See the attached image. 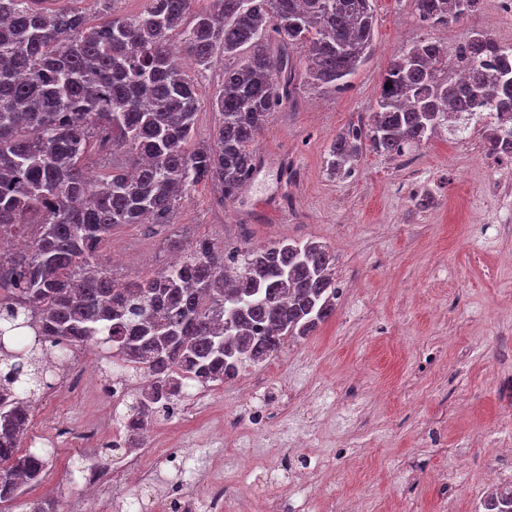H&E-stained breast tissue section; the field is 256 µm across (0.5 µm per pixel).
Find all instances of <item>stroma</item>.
Returning a JSON list of instances; mask_svg holds the SVG:
<instances>
[{"mask_svg":"<svg viewBox=\"0 0 512 512\" xmlns=\"http://www.w3.org/2000/svg\"><path fill=\"white\" fill-rule=\"evenodd\" d=\"M372 5L374 47L350 88L329 92L298 75L294 102L271 113L254 144L258 171L238 199L225 203L218 187H200L182 198L175 223L117 226L100 249L102 267L127 281L164 267L176 236L252 245L316 239L336 254L344 294L335 314L262 364L264 390L250 395L242 381L227 382L205 403L187 396L191 416L153 423L141 450L151 477L118 498L103 490L87 497L78 467L107 458L120 465L128 450L113 447L112 428L134 397L113 403L98 390L111 383V364L84 363L75 393L50 389L36 399L25 439L52 464L24 503L50 492L63 512H156L177 484L202 497L235 451L232 436L213 441L207 427L280 403L288 391L296 398L281 436L257 440L263 454L247 479L255 512L311 491L318 512H346L355 499L365 512H470L490 464L512 479V456L492 438L512 432V171L489 169L479 128L463 139L438 134L406 159L363 150L348 175L326 170L333 138L367 120L402 47L426 38L448 46L484 22L475 15L428 28L411 0ZM422 195L428 208L415 204ZM313 413L336 465L311 489L291 483L288 465L309 454L301 437ZM66 419L93 425L99 443L57 440ZM158 444L189 453L185 470L155 453ZM456 455L462 482L435 481Z\"/></svg>","mask_w":512,"mask_h":512,"instance_id":"obj_1","label":"stroma"}]
</instances>
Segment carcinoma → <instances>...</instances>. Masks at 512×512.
Here are the masks:
<instances>
[{
	"label": "carcinoma",
	"mask_w": 512,
	"mask_h": 512,
	"mask_svg": "<svg viewBox=\"0 0 512 512\" xmlns=\"http://www.w3.org/2000/svg\"><path fill=\"white\" fill-rule=\"evenodd\" d=\"M142 0L134 15L48 0H0V234L25 241L0 251V512H10L48 460L21 451L36 391L52 388L41 356L94 344L126 378L146 376L133 414L120 419L124 445L142 448L149 423L167 419L194 382L206 388L264 362L285 338L313 335L336 312V255L316 239L232 249L209 238L169 239L179 258L147 278L120 282L98 263L120 224H172L196 187L235 200L257 172L253 144L270 114L296 92L294 52L309 83L343 91L369 58L372 0ZM418 20H465L482 0H412ZM182 43L201 70L217 52L232 60L212 98L214 140L194 143L202 98L173 54ZM460 53L420 40L396 54L367 123L336 135L328 169L349 173L363 147L406 157L441 131L481 123L490 151H512V46L473 30ZM500 63H484L486 55ZM128 165L91 176L93 137ZM512 512V489L489 498Z\"/></svg>",
	"instance_id": "cac0c4a2"
}]
</instances>
